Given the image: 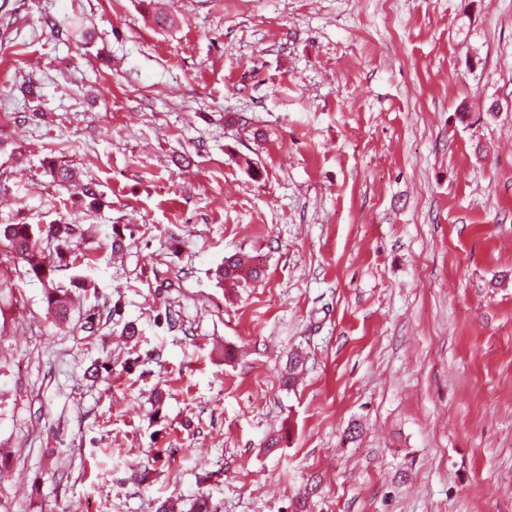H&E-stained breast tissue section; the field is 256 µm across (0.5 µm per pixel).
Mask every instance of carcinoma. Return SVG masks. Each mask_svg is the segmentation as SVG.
<instances>
[{"label": "carcinoma", "mask_w": 512, "mask_h": 512, "mask_svg": "<svg viewBox=\"0 0 512 512\" xmlns=\"http://www.w3.org/2000/svg\"><path fill=\"white\" fill-rule=\"evenodd\" d=\"M53 177L60 183L76 184L86 196L95 195L91 183H84L69 168H58ZM80 224H50L42 228L33 224H0V289L15 278L36 279L43 284L45 300L52 316L67 321L73 307L72 290L57 285L53 275L63 267L84 263L74 243L83 238ZM259 274L252 258L233 255L224 259L217 275L220 281L243 288Z\"/></svg>", "instance_id": "cac0c4a2"}]
</instances>
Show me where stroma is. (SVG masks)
<instances>
[{
  "mask_svg": "<svg viewBox=\"0 0 512 512\" xmlns=\"http://www.w3.org/2000/svg\"><path fill=\"white\" fill-rule=\"evenodd\" d=\"M64 223L0 512H512V0H0V224ZM252 261V258L245 255L227 257L224 259V265L220 266L217 272L220 282L227 281L237 288L246 287L259 274Z\"/></svg>",
  "mask_w": 512,
  "mask_h": 512,
  "instance_id": "1",
  "label": "stroma"
}]
</instances>
